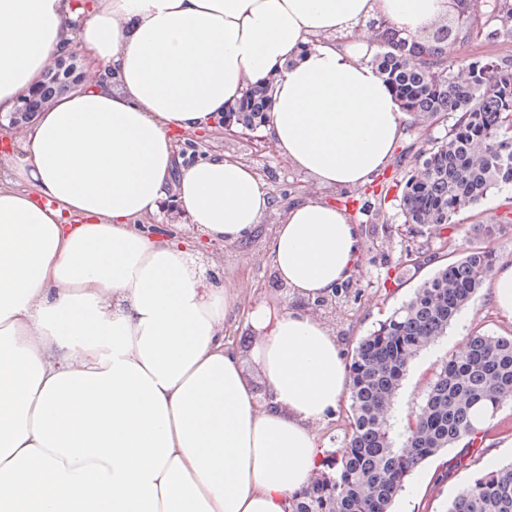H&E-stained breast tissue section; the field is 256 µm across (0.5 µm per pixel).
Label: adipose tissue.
<instances>
[{"mask_svg": "<svg viewBox=\"0 0 512 512\" xmlns=\"http://www.w3.org/2000/svg\"><path fill=\"white\" fill-rule=\"evenodd\" d=\"M448 0H95L84 90L41 112L0 174V512H290L320 469L316 426L349 369L298 310L226 322L182 242L145 231L169 197L210 240L250 235L264 182L224 157L185 162L170 130L212 128L246 87H273L277 152L324 188L371 182L403 112L370 63L381 17L415 36ZM70 0H0V115L61 53ZM268 253L292 296L357 268L345 212L303 198Z\"/></svg>", "mask_w": 512, "mask_h": 512, "instance_id": "adipose-tissue-1", "label": "adipose tissue"}]
</instances>
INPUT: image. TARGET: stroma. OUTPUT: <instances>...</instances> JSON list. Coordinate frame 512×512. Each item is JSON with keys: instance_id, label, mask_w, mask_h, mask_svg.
I'll list each match as a JSON object with an SVG mask.
<instances>
[{"instance_id": "obj_1", "label": "stroma", "mask_w": 512, "mask_h": 512, "mask_svg": "<svg viewBox=\"0 0 512 512\" xmlns=\"http://www.w3.org/2000/svg\"><path fill=\"white\" fill-rule=\"evenodd\" d=\"M206 152L223 154L252 167L277 200L276 211L270 212L254 232L235 243H212L192 225L180 224L176 230L190 251V257L203 273L218 272L219 283L236 287L241 309L233 321L237 336L247 334L243 311L261 301L276 308H291L295 299L280 283L266 248L269 228L281 210L294 200L316 196L333 201L346 208L351 223L355 224L360 240V262L351 278L350 298L326 312L313 303H304L305 312L322 320L335 334L343 356H351L361 336L369 333L394 308L408 299L420 282L435 269L426 264L413 270L406 256L408 242L427 244L438 250L445 235L455 237L458 249L473 245L474 237L466 226L452 231L432 227L418 235H410L403 224L395 203L386 202L382 208L369 207L371 187L347 191L318 187L313 179L288 164L275 150L272 142L257 146L246 137L216 136L205 147ZM480 330L507 336L512 334V321L503 318L491 306L487 289H480L461 316L448 328L434 346L423 352L411 365L401 386L396 403L393 426L402 433L406 413L421 401L432 370L439 360L457 352L459 338ZM459 448L425 463L411 476L396 501L392 512H446L449 503L470 481L474 466L449 468L450 459L459 455ZM494 455L496 463L512 462V402L504 404L491 424V432L478 458Z\"/></svg>"}]
</instances>
